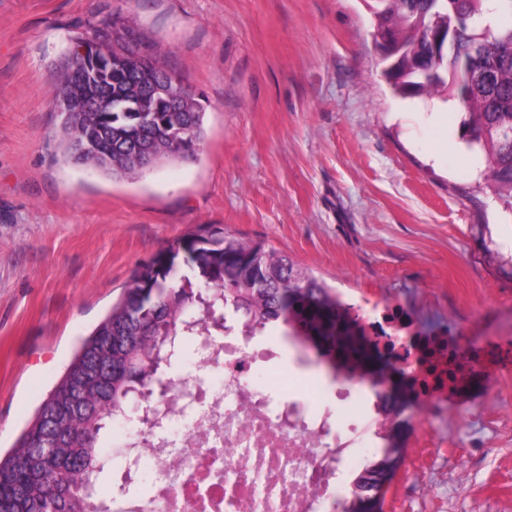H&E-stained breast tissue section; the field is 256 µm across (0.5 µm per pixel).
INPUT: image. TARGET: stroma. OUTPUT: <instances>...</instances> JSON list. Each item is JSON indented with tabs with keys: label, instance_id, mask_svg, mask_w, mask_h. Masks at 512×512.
Here are the masks:
<instances>
[{
	"label": "stroma",
	"instance_id": "1",
	"mask_svg": "<svg viewBox=\"0 0 512 512\" xmlns=\"http://www.w3.org/2000/svg\"><path fill=\"white\" fill-rule=\"evenodd\" d=\"M132 30L202 96L196 159L113 178L64 162L49 88L102 22ZM363 0H0V451L134 271L204 224L272 247L357 320L400 309L451 336L484 379L408 407L383 512H512V204L441 98L381 77ZM258 374L342 384L291 343L253 342Z\"/></svg>",
	"mask_w": 512,
	"mask_h": 512
}]
</instances>
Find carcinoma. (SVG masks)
<instances>
[{"label": "carcinoma", "instance_id": "carcinoma-1", "mask_svg": "<svg viewBox=\"0 0 512 512\" xmlns=\"http://www.w3.org/2000/svg\"><path fill=\"white\" fill-rule=\"evenodd\" d=\"M373 31L388 33L401 53L383 58L381 74L403 99L440 95L464 114L467 143L483 153L487 180L512 200V0H364ZM112 47V70L91 75L92 59ZM111 25L78 39L62 59L50 104L65 99L61 114L64 161L112 176L136 173L127 150L154 149L151 164L197 157L204 137L203 107L160 112L141 128L105 100L141 95L156 55L137 61ZM333 379L378 388L381 451L354 478L343 512H379L381 488L394 475L404 450L407 392L385 380V370L364 356L365 333L336 293L281 252L224 236L205 225L157 253L133 274L120 299L80 341L63 375L49 391L16 444L0 456V512H112V500L94 505L104 475L125 450L100 444L108 424L126 419L136 405L142 425L130 446H145L159 426L146 416L160 401L179 399L167 365L189 340L206 336H271L277 329Z\"/></svg>", "mask_w": 512, "mask_h": 512}]
</instances>
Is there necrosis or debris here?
<instances>
[{"label":"necrosis or debris","instance_id":"1","mask_svg":"<svg viewBox=\"0 0 512 512\" xmlns=\"http://www.w3.org/2000/svg\"><path fill=\"white\" fill-rule=\"evenodd\" d=\"M398 312L369 319V339L394 363L416 365L414 399L427 411L442 386L464 384L478 360L460 354L445 336H407ZM250 342H213L223 352L224 384L200 375L185 382L191 418L175 442L158 440L140 451L157 495L125 502L119 512H317L339 484L337 451L327 437L329 413L321 388L307 386L308 403L248 385Z\"/></svg>","mask_w":512,"mask_h":512}]
</instances>
